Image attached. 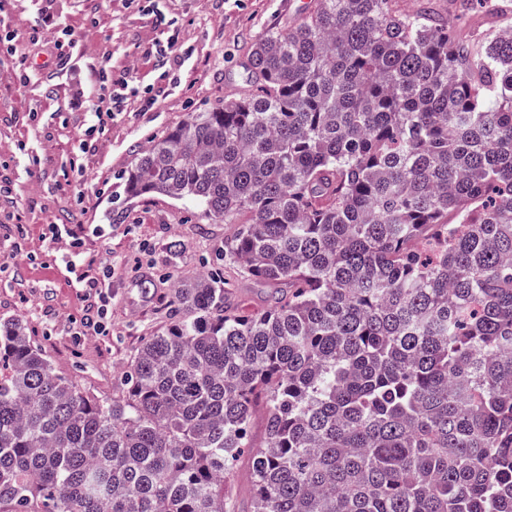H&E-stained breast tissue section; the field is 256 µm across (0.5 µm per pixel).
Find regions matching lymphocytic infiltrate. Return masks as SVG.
<instances>
[{
    "label": "lymphocytic infiltrate",
    "mask_w": 512,
    "mask_h": 512,
    "mask_svg": "<svg viewBox=\"0 0 512 512\" xmlns=\"http://www.w3.org/2000/svg\"><path fill=\"white\" fill-rule=\"evenodd\" d=\"M30 21L43 37H31L20 42L17 29L4 20L10 0H0V53L17 60L15 80L19 88L32 87L40 97L49 99L54 94L51 75L66 71L82 52V45L73 36L68 18L51 12L48 0H26ZM125 7L144 24L160 30L161 36L142 50L153 65L154 82H141L137 75L127 70H116L112 61H105L89 72L90 95L81 106V130L83 137L77 152L72 153L66 168L82 172L87 166L90 147L94 141L105 136L114 122L133 112H151L157 109L179 88L173 77L174 70L184 62L180 43L181 29L171 5L173 0H124ZM76 248L73 259L68 262V277H61L58 265L53 261L37 263L36 268L52 280L62 281L65 287L75 289L85 310L77 335L108 333V301L111 287V272L89 258L84 250L85 239L80 232H72Z\"/></svg>",
    "instance_id": "1"
}]
</instances>
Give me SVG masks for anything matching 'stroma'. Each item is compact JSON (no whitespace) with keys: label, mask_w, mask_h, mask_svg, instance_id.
<instances>
[{"label":"stroma","mask_w":512,"mask_h":512,"mask_svg":"<svg viewBox=\"0 0 512 512\" xmlns=\"http://www.w3.org/2000/svg\"><path fill=\"white\" fill-rule=\"evenodd\" d=\"M306 0H230L214 11L210 0H179L177 15L184 46L192 56L181 68V90L156 112H136L115 122L95 144L84 174L85 199L76 204L72 187H57V172L77 143L78 128L54 130L29 115L32 95L14 85L11 63L0 59V158L8 168L0 176L14 184L13 205L0 208V319H18L42 348L55 371L81 388L101 394L122 390L123 371L143 340L169 319V284L211 270L223 274L224 286L246 310L266 309L274 286L248 277L224 258L230 224L200 219L185 201L161 195L128 197L121 173L152 137L183 121L186 114L223 103L245 85L250 45L263 32L284 27ZM157 33L141 24L122 0L104 7L93 34L83 37L84 57L62 80L63 102L87 96L86 67L99 63L113 42L127 46V64L141 78L151 79L152 66L142 60L140 46ZM57 101V102H60ZM57 102L41 100L50 112ZM41 159L30 166L28 155ZM83 225L86 246L97 261L111 265L110 333L76 337L72 321L81 317V303L71 288L39 281L32 260L68 256V236L41 238L44 225Z\"/></svg>","instance_id":"obj_1"}]
</instances>
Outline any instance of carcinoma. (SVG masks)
Wrapping results in <instances>:
<instances>
[{
  "instance_id": "cac0c4a2",
  "label": "carcinoma",
  "mask_w": 512,
  "mask_h": 512,
  "mask_svg": "<svg viewBox=\"0 0 512 512\" xmlns=\"http://www.w3.org/2000/svg\"><path fill=\"white\" fill-rule=\"evenodd\" d=\"M471 7L311 0L137 155L288 295L172 282L112 397L0 322V512H236L244 454L248 512H512V5ZM233 479L238 493V510L248 511L250 508L251 490L249 487L248 467L246 458H241L236 465Z\"/></svg>"
}]
</instances>
